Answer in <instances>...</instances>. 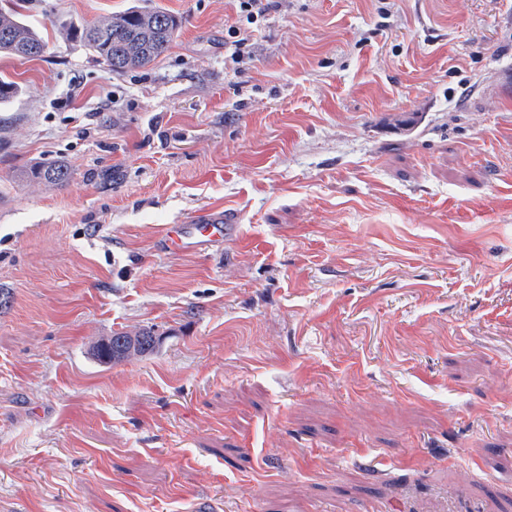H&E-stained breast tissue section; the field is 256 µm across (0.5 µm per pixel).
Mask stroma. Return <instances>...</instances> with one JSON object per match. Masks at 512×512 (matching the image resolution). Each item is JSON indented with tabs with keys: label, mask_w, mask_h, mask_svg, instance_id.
<instances>
[{
	"label": "stroma",
	"mask_w": 512,
	"mask_h": 512,
	"mask_svg": "<svg viewBox=\"0 0 512 512\" xmlns=\"http://www.w3.org/2000/svg\"><path fill=\"white\" fill-rule=\"evenodd\" d=\"M135 4L183 20L146 67L58 32ZM26 15L0 512H512V0H281L234 64V0ZM207 209L234 232L165 245ZM135 340L131 341L130 336H127L124 333H115L110 338L105 341L98 343L93 349V356L96 358L106 361L105 357H111L116 347H121L123 345L124 349L122 353L115 357L112 355V362L122 361L132 355H140L144 356L151 353L154 350L152 347L153 335L151 332H143L138 336H134ZM123 340V344H120V341ZM107 341V342H106ZM135 341V346L134 345ZM128 343V344H127Z\"/></svg>",
	"instance_id": "stroma-1"
}]
</instances>
